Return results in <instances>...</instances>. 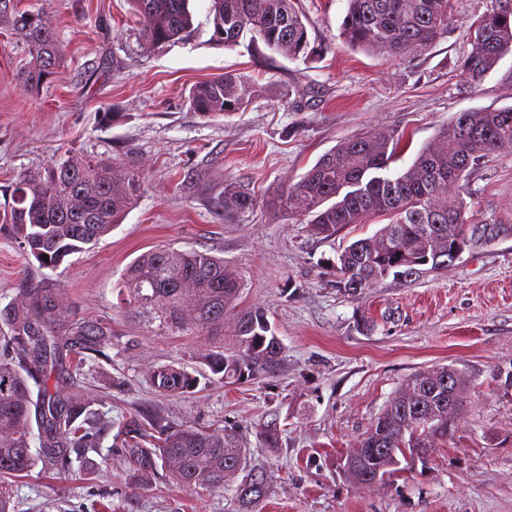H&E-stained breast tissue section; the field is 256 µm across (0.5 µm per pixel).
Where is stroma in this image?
<instances>
[{"label": "stroma", "mask_w": 512, "mask_h": 512, "mask_svg": "<svg viewBox=\"0 0 512 512\" xmlns=\"http://www.w3.org/2000/svg\"><path fill=\"white\" fill-rule=\"evenodd\" d=\"M486 3L452 0L447 38L409 61L345 46V0H297L311 41L327 48L303 61L245 41L215 44L208 0H193L188 40L155 51L142 47L129 0H22L62 46L55 74L36 89L19 81L31 51L0 23V190L64 152L131 163L146 181L122 224L56 269L39 267L0 231V309L26 284L43 283L58 289L62 314L112 330L80 376L50 380L60 394L80 390L106 430L94 472L38 467L8 478L14 512H512V389L493 377L512 368V234L481 237L439 272L390 276L347 295L334 287L331 263L387 217L323 238L265 206L353 136L403 134L407 147L391 166L400 172L459 113L512 107V52L480 85L454 76ZM227 70L255 80V97L200 118L191 88ZM230 184L257 203L221 217L213 204ZM464 188L469 225H512V145L481 159ZM168 244L237 268L239 306L267 310L282 342L278 361L243 384L212 376L183 394L154 391L159 366L196 367L207 352L185 336L147 335L118 307L124 268ZM442 364L476 378L453 435L382 483L357 482L344 467L349 450L411 375ZM142 410L176 428L236 431L249 450L246 471L215 490L137 475L113 436ZM270 429L274 448L263 441ZM248 474L265 487L251 503L233 493Z\"/></svg>", "instance_id": "35a3bbf8"}]
</instances>
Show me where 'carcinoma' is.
Listing matches in <instances>:
<instances>
[{
  "instance_id": "obj_1",
  "label": "carcinoma",
  "mask_w": 512,
  "mask_h": 512,
  "mask_svg": "<svg viewBox=\"0 0 512 512\" xmlns=\"http://www.w3.org/2000/svg\"><path fill=\"white\" fill-rule=\"evenodd\" d=\"M0 9V21L36 53L23 73L26 88H36L54 73L61 46L38 14ZM190 0H132L139 38L152 50L186 40L193 31ZM211 40L232 47L246 34L251 42L290 59L313 60L322 47L311 44L296 0H209ZM339 39L353 50L390 57L415 58L448 34L451 0H345ZM473 50L455 77L469 86L481 84L512 51V0H491L471 26ZM256 93L251 79L226 73L191 89V109L203 119L240 110ZM403 136H353L323 154L301 179L268 200L285 216L309 219L311 231L330 237L369 214L391 222L374 236L343 247L332 264L335 287L345 292L358 282L371 288L389 275L404 278L436 272L454 264L452 250L465 241L459 184L479 159L512 144V107L462 112L426 144L413 163L390 172ZM142 180L133 166L91 157L64 155L29 172L4 189L0 226L8 229L25 255L41 267H57L70 255L95 245L133 206ZM256 205L250 192L224 188V215ZM49 260H44L43 256ZM243 280L224 258L198 250L159 246L126 267L120 304L124 312L157 336H189L205 342V362L224 382L246 381L256 367L277 359L282 344L267 312L254 307L236 315L229 344H224V315L241 298ZM22 299L0 310L9 329L0 354V476H21L37 465L57 471L85 460L99 447V431L90 402L73 391L61 396L49 386L62 367L63 351L77 356L101 353L110 327L62 316L56 289L29 285ZM472 377L452 365L410 376L378 415L354 452L355 478L377 482L398 470L407 457L423 458L438 440H448L456 420L449 410H464ZM151 384L161 394H179L197 384L184 367L156 370ZM38 434H33V430ZM39 447L31 450V440ZM120 442L138 473L148 476L164 467L168 479L190 489L222 488L224 477L244 468L246 448L237 434L215 435L186 426L173 428L158 416L123 422Z\"/></svg>"
}]
</instances>
